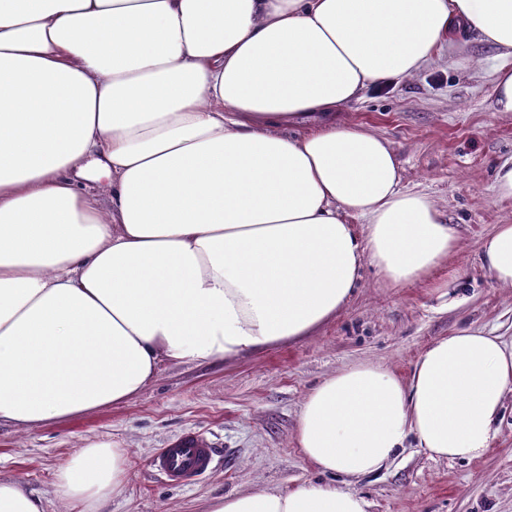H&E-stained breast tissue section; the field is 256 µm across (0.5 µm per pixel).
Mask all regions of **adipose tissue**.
I'll use <instances>...</instances> for the list:
<instances>
[{
  "instance_id": "ef3b65f1",
  "label": "adipose tissue",
  "mask_w": 512,
  "mask_h": 512,
  "mask_svg": "<svg viewBox=\"0 0 512 512\" xmlns=\"http://www.w3.org/2000/svg\"><path fill=\"white\" fill-rule=\"evenodd\" d=\"M463 30L496 50V108L512 112V0H0V423L121 405L161 361L308 335L367 263L383 287L447 299L436 273L456 229L402 188L387 139L338 113ZM480 267L512 284V224ZM511 387L512 346L474 327L405 377L353 364L297 419L321 479L207 512H367L331 476L377 472L410 438L434 459L480 457ZM128 471L124 449L93 441L54 492L103 512Z\"/></svg>"
}]
</instances>
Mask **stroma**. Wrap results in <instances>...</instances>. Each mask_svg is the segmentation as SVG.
<instances>
[{
  "instance_id": "35a3bbf8",
  "label": "stroma",
  "mask_w": 512,
  "mask_h": 512,
  "mask_svg": "<svg viewBox=\"0 0 512 512\" xmlns=\"http://www.w3.org/2000/svg\"><path fill=\"white\" fill-rule=\"evenodd\" d=\"M495 50L461 33L422 73L367 89L341 111L386 138L404 188L427 194L459 235L445 272H462L460 304L444 308L421 284L383 287L364 267L359 287L335 317L310 335L238 357L163 362L128 403L42 424H0V478L45 499L47 512H72L53 494L56 469L88 440L109 441L129 460L124 496L105 512H206L218 497L283 489L319 473L306 462L295 430L307 393L359 361L408 375L433 340L472 325L512 343V286L489 283L479 265L483 239L512 224V200L496 197L495 166L512 158V113L497 111ZM500 435L472 461L431 458L407 441L378 472L336 477L360 493L368 512H512V388ZM187 430L217 448L212 471L185 487L151 468L158 449Z\"/></svg>"
}]
</instances>
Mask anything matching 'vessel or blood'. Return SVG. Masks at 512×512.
Segmentation results:
<instances>
[{
    "label": "vessel or blood",
    "mask_w": 512,
    "mask_h": 512,
    "mask_svg": "<svg viewBox=\"0 0 512 512\" xmlns=\"http://www.w3.org/2000/svg\"><path fill=\"white\" fill-rule=\"evenodd\" d=\"M214 456L213 445L205 436L188 431L159 449L151 466L165 482L186 486L210 471Z\"/></svg>",
    "instance_id": "b4317fda"
}]
</instances>
